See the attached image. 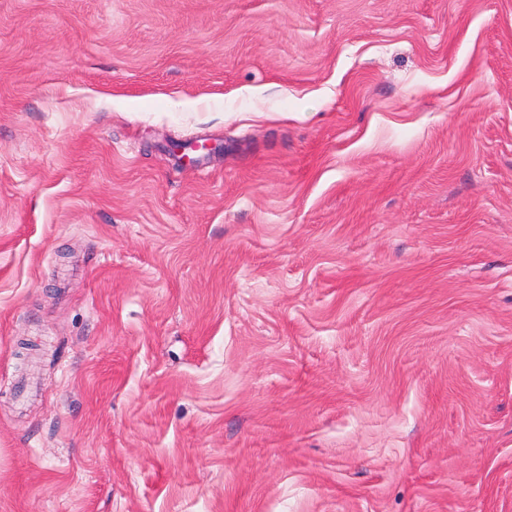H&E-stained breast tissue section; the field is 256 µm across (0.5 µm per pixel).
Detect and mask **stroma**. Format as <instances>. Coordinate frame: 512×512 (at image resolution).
Instances as JSON below:
<instances>
[{"label":"stroma","mask_w":512,"mask_h":512,"mask_svg":"<svg viewBox=\"0 0 512 512\" xmlns=\"http://www.w3.org/2000/svg\"><path fill=\"white\" fill-rule=\"evenodd\" d=\"M0 512H512V0H0Z\"/></svg>","instance_id":"stroma-1"}]
</instances>
